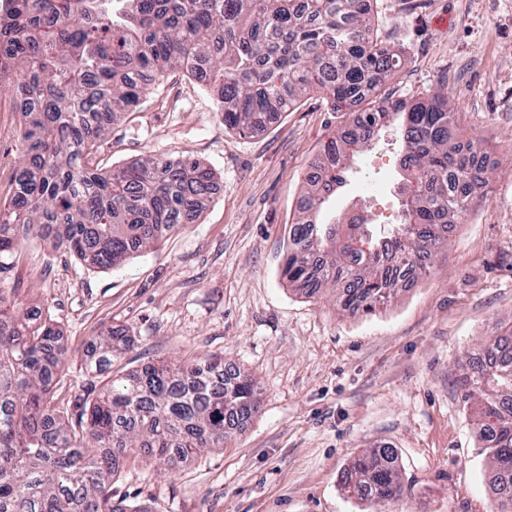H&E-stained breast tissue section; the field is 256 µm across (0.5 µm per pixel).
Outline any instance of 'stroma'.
<instances>
[{
  "label": "stroma",
  "instance_id": "1",
  "mask_svg": "<svg viewBox=\"0 0 512 512\" xmlns=\"http://www.w3.org/2000/svg\"><path fill=\"white\" fill-rule=\"evenodd\" d=\"M374 32L405 62L381 96L447 91L461 137L492 143L484 198L448 234L416 287L371 314L308 298L282 276L288 230L312 164L345 121L322 94L254 135L225 129L204 84L173 72L122 114L102 166L190 155L216 176L197 223L114 270L47 241L23 244L14 281L68 349L56 397L93 400L149 363L218 354L251 378L260 409L220 448L156 474L133 458L114 499L151 512H493L488 463L462 400L463 352L512 320V0H374ZM0 94V200L13 194L20 115ZM401 141L388 130L357 158L325 220L367 212L375 234L402 221ZM121 328L132 348L91 367L93 343ZM396 449L397 503L341 488L368 448Z\"/></svg>",
  "mask_w": 512,
  "mask_h": 512
}]
</instances>
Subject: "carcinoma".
Listing matches in <instances>:
<instances>
[{"label": "carcinoma", "instance_id": "carcinoma-1", "mask_svg": "<svg viewBox=\"0 0 512 512\" xmlns=\"http://www.w3.org/2000/svg\"><path fill=\"white\" fill-rule=\"evenodd\" d=\"M0 19V93L19 104L20 162L0 203V512H127L112 478L132 457L163 474L204 448H222L258 409L254 382L236 373L217 386L224 358L147 364L64 417L52 385L68 360L60 331L22 308L9 277L32 236L62 244L91 268H115L174 227L197 221L212 194L210 170L190 155L101 168L112 122L147 100L174 71L204 74L224 127L250 136L316 91L351 123L320 150L289 232L283 276L341 310L372 313L390 302L395 259L431 260L447 244L437 225L463 221L480 196L471 155L442 92L390 103L382 86L402 57L374 38L371 0H11ZM390 126L402 142L404 222L379 237L363 217L341 232L320 215L350 162ZM121 328L96 339L99 364L130 349ZM470 405L496 489L512 512V323L466 351ZM342 484L369 503L405 492L393 448L352 459Z\"/></svg>", "mask_w": 512, "mask_h": 512}]
</instances>
